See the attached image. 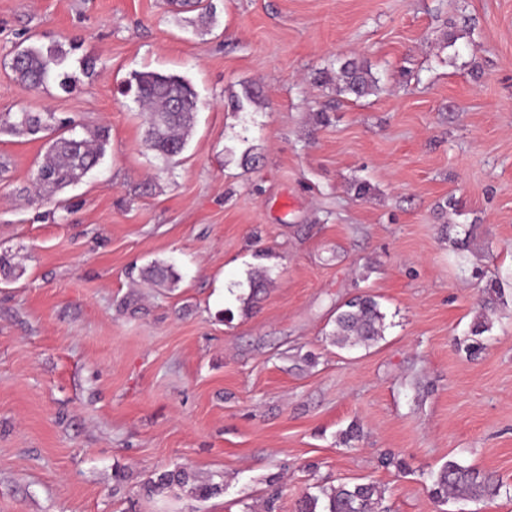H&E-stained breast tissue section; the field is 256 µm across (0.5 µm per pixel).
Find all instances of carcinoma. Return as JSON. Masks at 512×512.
<instances>
[{"label":"carcinoma","instance_id":"carcinoma-1","mask_svg":"<svg viewBox=\"0 0 512 512\" xmlns=\"http://www.w3.org/2000/svg\"><path fill=\"white\" fill-rule=\"evenodd\" d=\"M67 52L60 47L43 49L35 45L18 46L10 62L16 81L30 89H36L54 77L60 88H71V76L64 71ZM134 83L128 84L139 92L138 101L150 112L145 145L167 162L173 153H182L187 144L198 112V95L194 87L181 76L166 75L155 71L134 74ZM337 93L364 97L377 89L379 79L371 67L355 59L344 61L336 72ZM185 103L181 112L170 111L174 96ZM18 136L38 137L42 133H54L38 165L35 184L40 188L59 190L79 182L96 167L105 152L108 132L93 130L83 137L70 134L72 124L56 119L52 112H16L0 115V131ZM140 278L155 288H172L179 277L172 266L154 262L140 270ZM267 276L262 271L250 277L248 302L255 303L266 289ZM383 314L378 303L370 297H360L346 304V309L336 315L332 333L334 342L341 348L368 345L381 338ZM189 488L198 496L219 493L218 484L200 483L187 469L163 471L146 483L148 492L173 488ZM322 496L327 500L324 512H378L383 500L381 488L371 482L352 487L341 485L324 488ZM497 494V487L479 471L450 461L433 478L432 495L441 501L450 497L465 496L480 499Z\"/></svg>","mask_w":512,"mask_h":512}]
</instances>
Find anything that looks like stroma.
Listing matches in <instances>:
<instances>
[{
	"mask_svg": "<svg viewBox=\"0 0 512 512\" xmlns=\"http://www.w3.org/2000/svg\"><path fill=\"white\" fill-rule=\"evenodd\" d=\"M210 2L204 26L174 0H0V113L109 134L29 203L44 142L0 133L22 271L0 282V512H297L369 481L385 512H512V0ZM26 39L68 51L74 91L15 81ZM350 57L379 79L359 100L331 80ZM141 71L198 93L174 163L142 143ZM156 261L174 289L129 279ZM363 296L383 337L338 347ZM451 461L499 495L438 503ZM177 468L221 493L145 495Z\"/></svg>",
	"mask_w": 512,
	"mask_h": 512,
	"instance_id": "stroma-1",
	"label": "stroma"
}]
</instances>
